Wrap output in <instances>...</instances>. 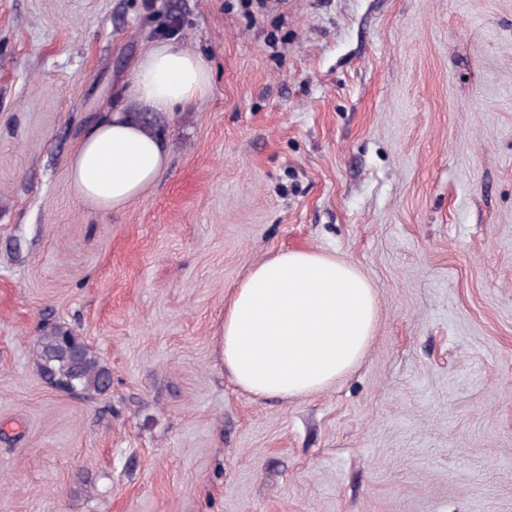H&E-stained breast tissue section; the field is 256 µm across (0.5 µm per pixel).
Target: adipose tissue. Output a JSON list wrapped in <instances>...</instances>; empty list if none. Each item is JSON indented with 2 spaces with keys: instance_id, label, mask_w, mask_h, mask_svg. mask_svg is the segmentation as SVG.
I'll list each match as a JSON object with an SVG mask.
<instances>
[{
  "instance_id": "obj_1",
  "label": "adipose tissue",
  "mask_w": 512,
  "mask_h": 512,
  "mask_svg": "<svg viewBox=\"0 0 512 512\" xmlns=\"http://www.w3.org/2000/svg\"><path fill=\"white\" fill-rule=\"evenodd\" d=\"M211 74L199 55L167 42L143 53L130 101L172 112L204 97ZM165 144L127 114L93 125L70 160L79 199L119 211L165 169ZM378 319L376 292L358 269L317 250H285L256 263L235 286L215 339L232 380L258 399L321 391L365 354Z\"/></svg>"
}]
</instances>
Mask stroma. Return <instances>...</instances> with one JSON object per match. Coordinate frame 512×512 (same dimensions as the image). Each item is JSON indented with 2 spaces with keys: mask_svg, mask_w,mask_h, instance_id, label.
Returning <instances> with one entry per match:
<instances>
[{
  "mask_svg": "<svg viewBox=\"0 0 512 512\" xmlns=\"http://www.w3.org/2000/svg\"><path fill=\"white\" fill-rule=\"evenodd\" d=\"M165 40L210 90L94 209L70 159ZM294 249L379 320L330 388L256 399L214 332ZM56 323L106 393L41 378ZM0 512H512V0H0Z\"/></svg>",
  "mask_w": 512,
  "mask_h": 512,
  "instance_id": "35a3bbf8",
  "label": "stroma"
}]
</instances>
